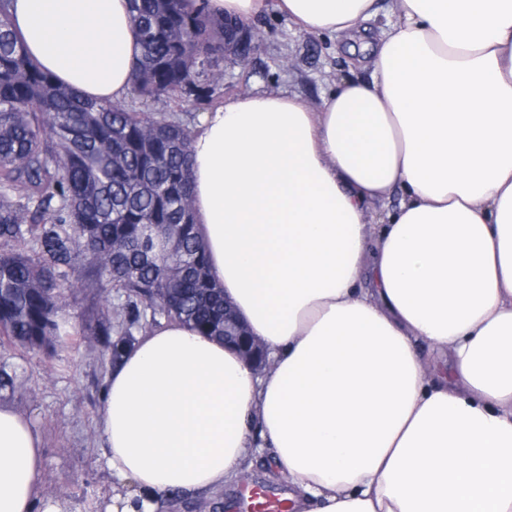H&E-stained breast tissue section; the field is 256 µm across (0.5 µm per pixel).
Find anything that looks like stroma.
<instances>
[{"mask_svg": "<svg viewBox=\"0 0 512 512\" xmlns=\"http://www.w3.org/2000/svg\"><path fill=\"white\" fill-rule=\"evenodd\" d=\"M252 27L256 47L246 64L225 60L213 105L241 94L289 92L316 106L355 66L347 43L327 34L298 32L274 10L258 15ZM70 280L73 287L61 308L75 328L94 325L102 310L119 302L111 289L93 297L81 274H72ZM0 360L16 367L23 380L22 390L8 398V405L31 418L43 437L41 497L61 502L63 512H106L112 497L132 492L130 482L118 481L108 470L98 431L111 371L99 345L84 339L53 354L0 346ZM252 486L290 494L287 481L276 472L271 449H253L235 484L197 494L170 493L160 499L157 512H214L219 503L223 512H235L242 491Z\"/></svg>", "mask_w": 512, "mask_h": 512, "instance_id": "35a3bbf8", "label": "stroma"}]
</instances>
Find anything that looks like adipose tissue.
<instances>
[{"instance_id": "adipose-tissue-1", "label": "adipose tissue", "mask_w": 512, "mask_h": 512, "mask_svg": "<svg viewBox=\"0 0 512 512\" xmlns=\"http://www.w3.org/2000/svg\"><path fill=\"white\" fill-rule=\"evenodd\" d=\"M209 6L344 40L381 26L319 106L264 93L202 114L210 275L270 366L176 321L140 336L99 418L110 471L136 486L107 512L227 486L257 443L317 512H512V0ZM10 17L60 84L127 96L128 0H12ZM42 463L40 433L0 404V512H62Z\"/></svg>"}]
</instances>
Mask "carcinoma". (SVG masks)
<instances>
[{"mask_svg": "<svg viewBox=\"0 0 512 512\" xmlns=\"http://www.w3.org/2000/svg\"><path fill=\"white\" fill-rule=\"evenodd\" d=\"M11 2L0 0V339L50 354L89 334L115 364L133 330L158 315L224 336V295L185 206L192 137L179 117L141 106L211 96L224 57L253 51L250 24L214 15L208 0H129L139 105L104 104L31 59ZM77 269L124 298L78 332L59 306ZM19 389L1 361L0 397Z\"/></svg>", "mask_w": 512, "mask_h": 512, "instance_id": "cac0c4a2", "label": "carcinoma"}]
</instances>
